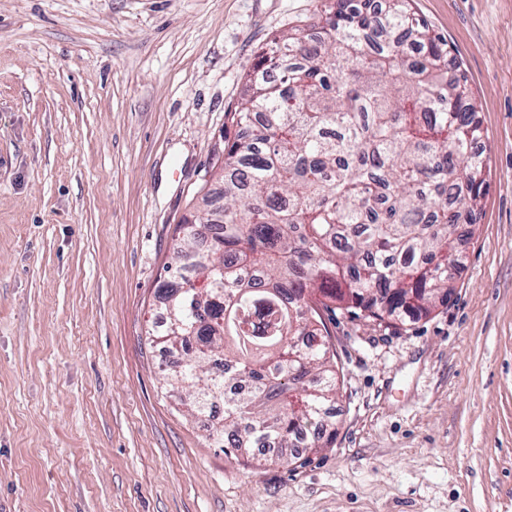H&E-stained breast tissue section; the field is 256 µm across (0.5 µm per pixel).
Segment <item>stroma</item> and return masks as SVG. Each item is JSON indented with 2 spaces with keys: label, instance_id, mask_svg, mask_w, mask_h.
<instances>
[{
  "label": "stroma",
  "instance_id": "35a3bbf8",
  "mask_svg": "<svg viewBox=\"0 0 512 512\" xmlns=\"http://www.w3.org/2000/svg\"><path fill=\"white\" fill-rule=\"evenodd\" d=\"M320 0H0V512H512V0H412L479 105L488 187L448 298L322 320L336 439L224 454L150 345L228 113Z\"/></svg>",
  "mask_w": 512,
  "mask_h": 512
}]
</instances>
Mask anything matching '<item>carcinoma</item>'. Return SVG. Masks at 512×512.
Listing matches in <instances>:
<instances>
[{
  "label": "carcinoma",
  "mask_w": 512,
  "mask_h": 512,
  "mask_svg": "<svg viewBox=\"0 0 512 512\" xmlns=\"http://www.w3.org/2000/svg\"><path fill=\"white\" fill-rule=\"evenodd\" d=\"M448 54L411 0H321L246 73L219 202L176 226L158 291L172 387L198 416L224 400V453L300 429L333 442L320 311L384 321L448 299L455 233L486 182L478 107Z\"/></svg>",
  "instance_id": "obj_1"
}]
</instances>
